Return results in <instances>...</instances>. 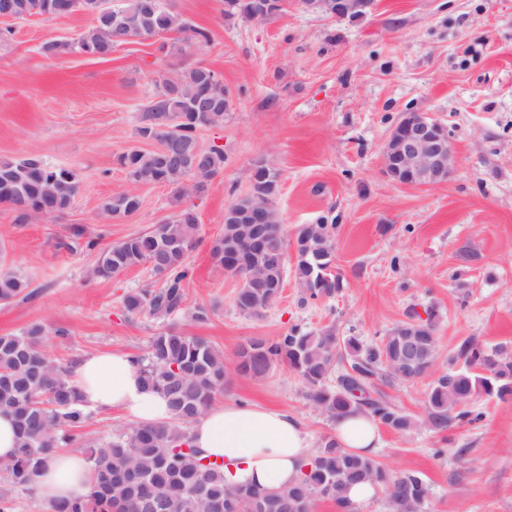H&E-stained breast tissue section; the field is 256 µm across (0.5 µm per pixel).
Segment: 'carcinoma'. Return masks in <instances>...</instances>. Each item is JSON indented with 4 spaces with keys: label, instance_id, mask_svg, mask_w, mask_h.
<instances>
[{
    "label": "carcinoma",
    "instance_id": "carcinoma-1",
    "mask_svg": "<svg viewBox=\"0 0 512 512\" xmlns=\"http://www.w3.org/2000/svg\"><path fill=\"white\" fill-rule=\"evenodd\" d=\"M68 6L59 17L83 11L91 24L74 40L47 43L51 56L77 51L98 58L135 39H147L170 31L191 32V45L209 42L203 29H196L174 12L168 0H125L119 8L105 6L107 0H0V11L8 5L19 19L53 13L55 2ZM213 73L195 65L175 74L174 95L161 100L159 89L144 106L137 136L165 147L132 148L118 156L135 185H166L180 206L173 219L147 233L127 237L101 248L92 275L110 279L121 272L147 264L163 278L161 287L142 288L123 296V307L131 315L148 314L167 320L184 312V285L191 278L189 254L196 244L200 221H185L179 215L190 206L185 201L205 192L224 173L225 155L220 147L203 148L198 132L224 123L229 101L224 84L209 85ZM211 86L208 109L197 105L206 86ZM169 114L161 122L158 115ZM255 187L268 192L279 189L280 172L266 162L252 171ZM79 191L75 175L45 162L32 153L19 161H0V203L16 212L22 223L27 208L35 215L52 218L66 212ZM132 189L112 194L101 205L112 218H125L140 208ZM332 224H304L295 239V280L301 288V303L333 297L341 288L333 269L335 242ZM271 249L247 270H234L226 260L230 247H245L240 225L224 222L211 255L217 266L241 281L235 307L247 316H260L279 298L286 273V246L278 230L272 231ZM30 283L20 272L0 274V302L8 303L25 294ZM422 351L417 367L403 359L407 341ZM348 367L331 383L336 365ZM439 346L432 314L423 318L415 309L395 324L379 342L365 345L356 337L344 339L331 329L306 331L293 326L274 338L255 337L235 353L228 367L224 351L202 336L162 328L151 336L147 353L134 362L153 389L165 395L172 419L153 425H135L98 447H87L80 429L87 418L81 399L70 383L73 364L53 357L44 344V328L34 326L20 333L0 335V408L11 411L17 422L19 444L15 458L0 465V481L23 492H34L33 475L60 447L86 456L92 472L89 492L72 503H57L54 512H313L316 502L327 500L346 512V492L356 483L382 489L388 512H423L428 496L426 482L413 472L386 473L373 459L349 453L334 440L327 441L312 457L309 470L295 485L277 492L257 487L224 484V463L199 457L188 433L195 421L224 392L229 371L240 378L258 379L278 364L301 379L307 397L326 417L335 420L358 411L395 433L410 430L415 421L395 407L376 388L375 382H409L436 370ZM458 368L448 365L425 392V417L430 431L443 433L457 419L481 414L464 410L483 395H512V351L490 352L472 340L458 349Z\"/></svg>",
    "mask_w": 512,
    "mask_h": 512
}]
</instances>
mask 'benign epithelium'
<instances>
[{
    "instance_id": "1",
    "label": "benign epithelium",
    "mask_w": 512,
    "mask_h": 512,
    "mask_svg": "<svg viewBox=\"0 0 512 512\" xmlns=\"http://www.w3.org/2000/svg\"><path fill=\"white\" fill-rule=\"evenodd\" d=\"M308 10L330 14L337 18H355L366 15L375 0H299ZM288 0H253L252 11L240 18L256 21L264 16L282 12ZM387 175L403 185H434L448 178L455 156L448 139L447 128L422 113H411L393 128L382 154ZM249 206L239 218L252 224L253 235L261 241L271 223V199L248 193Z\"/></svg>"
}]
</instances>
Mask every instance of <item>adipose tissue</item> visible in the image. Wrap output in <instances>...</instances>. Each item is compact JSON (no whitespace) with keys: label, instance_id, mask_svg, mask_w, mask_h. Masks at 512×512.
Returning <instances> with one entry per match:
<instances>
[{"label":"adipose tissue","instance_id":"1","mask_svg":"<svg viewBox=\"0 0 512 512\" xmlns=\"http://www.w3.org/2000/svg\"><path fill=\"white\" fill-rule=\"evenodd\" d=\"M84 408L118 412L139 424L171 417L166 398L148 386L125 351L85 354L71 373ZM190 437L210 459L224 463L228 485H254L278 491L296 484L310 458L307 434L288 412L262 405L216 403L193 423ZM337 444L365 457L380 446L376 422L362 413L337 421ZM90 467L83 455L54 453L36 477L38 496L51 503L71 501L90 489Z\"/></svg>","mask_w":512,"mask_h":512}]
</instances>
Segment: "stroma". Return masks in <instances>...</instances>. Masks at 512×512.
Instances as JSON below:
<instances>
[{"label":"stroma","instance_id":"obj_1","mask_svg":"<svg viewBox=\"0 0 512 512\" xmlns=\"http://www.w3.org/2000/svg\"><path fill=\"white\" fill-rule=\"evenodd\" d=\"M208 43L179 53L171 33L133 41L98 59L44 53L46 43L76 38L84 12L56 18L0 19V160L29 153L76 175L79 191L58 217L17 222L0 205V272L19 270L30 297L0 303V335L36 324L54 327L47 351L77 361L94 351L145 353L162 321L128 314L123 295L160 287L149 266L110 279L90 275L89 241L107 246L150 230L176 211L169 187H135L139 210L111 221L99 207L131 186L119 154L139 142L143 104L163 75L203 64L222 78L224 122L200 130L202 147L224 150V173L195 197L200 227L189 261L185 305L211 307L208 322H171L233 358L241 344L298 325L334 328L339 338L373 344L408 309L436 315L442 360L466 339L512 348V0H376L358 18L304 11L296 0L264 21L227 19L221 0H172ZM409 112L443 123L455 154L447 181L401 186L382 153ZM279 169L277 209L287 245L300 225H335L333 298L299 305L287 277L262 316L241 314L238 277L210 257L224 210L249 188L257 161ZM430 377L379 384L383 395L417 418L410 431H381L377 463L389 474L416 471L428 484L424 512H512V397L480 398V422L454 421L439 435L421 425ZM221 402L288 411L316 454L333 423L282 365L261 379L229 375ZM467 456L469 468L458 459Z\"/></svg>","mask_w":512,"mask_h":512}]
</instances>
